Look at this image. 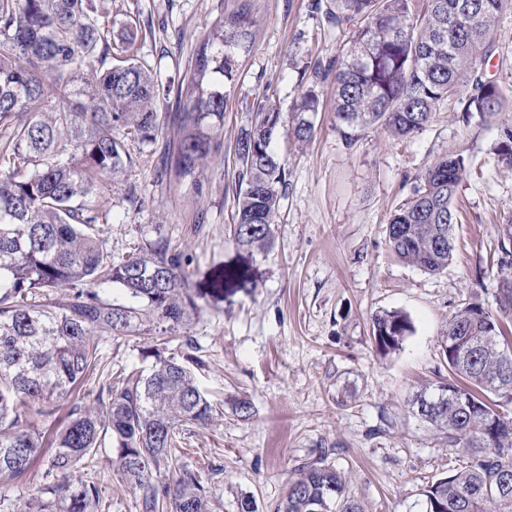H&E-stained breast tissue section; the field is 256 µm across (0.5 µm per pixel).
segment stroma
I'll use <instances>...</instances> for the list:
<instances>
[{
	"instance_id": "stroma-1",
	"label": "stroma",
	"mask_w": 512,
	"mask_h": 512,
	"mask_svg": "<svg viewBox=\"0 0 512 512\" xmlns=\"http://www.w3.org/2000/svg\"><path fill=\"white\" fill-rule=\"evenodd\" d=\"M330 2L253 0V43L238 57L222 145L197 184L170 185L162 172L164 146L176 137L170 129L153 143L128 142L131 166L91 199L115 259L158 234L190 257L199 310L169 349L203 359L194 374L220 414L186 435L173 463L200 472L207 512H238L245 496L257 512H275L289 477L320 457L344 472L363 512H422L424 486L460 465L413 397L447 381L443 334L462 303L476 298L497 308L504 272L489 254L497 225L512 217V169L495 158L497 125L454 105L411 138L371 130L345 144L336 131L335 84L313 69L340 59L354 31L326 24ZM108 3L114 26L137 25L132 52L161 79L156 108L165 115L178 109V88L206 22L238 0ZM494 38L478 74L497 81L512 102V8ZM311 85L321 98L315 134L302 144L278 139L288 175L274 239L265 253H250L233 238L237 136L255 97L286 110ZM451 154L468 161L453 200L456 249L447 269L428 273L392 255L387 224L426 169ZM227 267L247 269L246 281L216 286ZM383 310L401 311L412 324L387 356L376 352L371 332L373 315ZM152 343L145 335L105 344L97 378L60 400L56 419L95 396L107 374L149 369L140 350ZM242 401L250 402V417L236 413ZM115 460V449H107L81 473L100 489V512H138Z\"/></svg>"
}]
</instances>
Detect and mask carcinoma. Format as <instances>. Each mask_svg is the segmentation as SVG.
<instances>
[{"instance_id": "cac0c4a2", "label": "carcinoma", "mask_w": 512, "mask_h": 512, "mask_svg": "<svg viewBox=\"0 0 512 512\" xmlns=\"http://www.w3.org/2000/svg\"><path fill=\"white\" fill-rule=\"evenodd\" d=\"M252 0L221 12L194 48L192 69L179 90L177 137L164 170L181 184L197 182L218 151L224 109L237 76V58L249 49L256 18ZM512 0H335L329 24L356 22L336 61V130L352 144L370 129L407 138L431 124L440 104L497 122L504 97L497 82L473 76L491 52L499 15ZM107 0H0V484L24 475L48 457L45 482L17 512H98L93 480L76 476L102 452L104 434L116 448L122 478L139 494L141 512H206L207 490L198 472L182 467L161 484L185 432L218 416L189 368L188 356L165 355L168 341L141 349L150 372L118 375L69 420L48 435L35 423L55 411L96 373L102 346L116 336L173 334L199 309L189 286V258L160 237L121 261L84 199L131 165L113 131L141 142L165 131L155 102L161 83L129 54L137 29L112 36ZM319 94L309 89L289 113L256 100L236 140L241 165L234 238L263 253L286 184V167L273 149L281 128L297 143L315 133ZM497 162L512 167V126L501 127ZM461 154L442 157L419 178L412 197L391 217L388 247L401 262L435 273L448 267L457 223L452 200L466 172ZM497 313L464 304L446 335L475 345L467 357H447L449 385L468 395L421 413L465 465L422 489L424 512H512V364L502 319L512 316V288L497 294ZM376 351L399 348L412 330L404 313L385 310L372 319ZM347 478L324 458L298 469L276 512H362L346 491Z\"/></svg>"}]
</instances>
